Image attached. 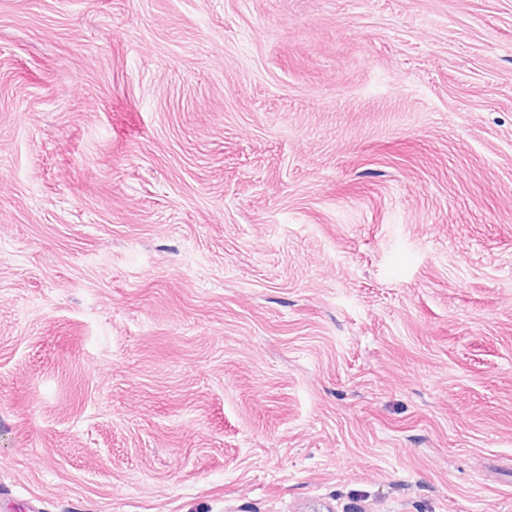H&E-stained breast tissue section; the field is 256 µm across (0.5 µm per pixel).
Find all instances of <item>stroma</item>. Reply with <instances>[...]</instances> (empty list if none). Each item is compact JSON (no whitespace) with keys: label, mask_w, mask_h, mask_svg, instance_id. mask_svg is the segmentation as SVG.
<instances>
[{"label":"stroma","mask_w":512,"mask_h":512,"mask_svg":"<svg viewBox=\"0 0 512 512\" xmlns=\"http://www.w3.org/2000/svg\"><path fill=\"white\" fill-rule=\"evenodd\" d=\"M14 512H512V0H0Z\"/></svg>","instance_id":"1"}]
</instances>
